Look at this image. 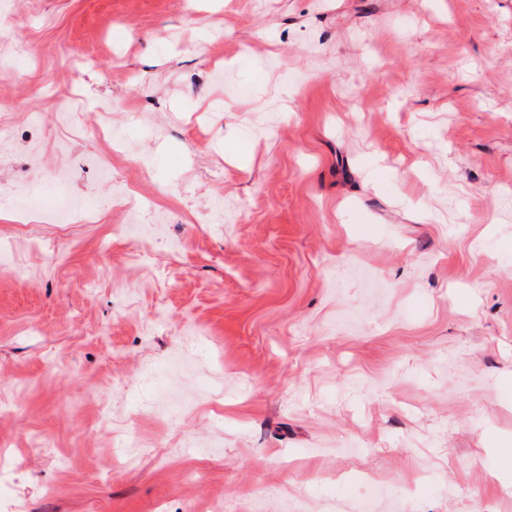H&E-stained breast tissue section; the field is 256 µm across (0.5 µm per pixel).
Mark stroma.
<instances>
[{"label": "stroma", "instance_id": "obj_1", "mask_svg": "<svg viewBox=\"0 0 512 512\" xmlns=\"http://www.w3.org/2000/svg\"><path fill=\"white\" fill-rule=\"evenodd\" d=\"M0 29V512H512V0Z\"/></svg>", "mask_w": 512, "mask_h": 512}]
</instances>
